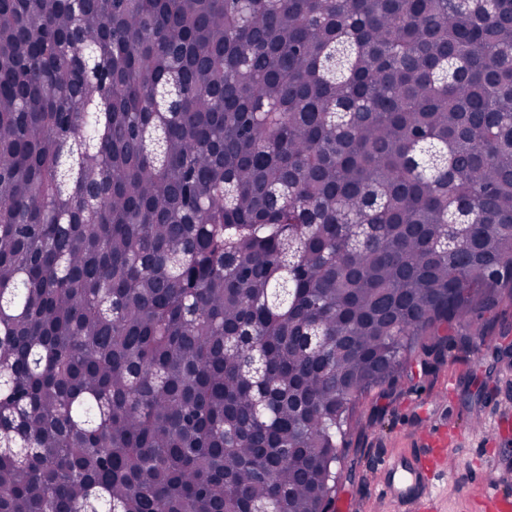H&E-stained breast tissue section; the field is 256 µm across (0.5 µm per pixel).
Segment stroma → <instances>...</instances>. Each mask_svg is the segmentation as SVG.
Returning <instances> with one entry per match:
<instances>
[{
    "label": "stroma",
    "instance_id": "35a3bbf8",
    "mask_svg": "<svg viewBox=\"0 0 512 512\" xmlns=\"http://www.w3.org/2000/svg\"><path fill=\"white\" fill-rule=\"evenodd\" d=\"M426 428L451 436V471L434 483L451 512H478L491 481L512 492V299L471 315L439 354L412 356L391 386L359 401L337 464L334 495L347 512H394L376 465L425 451Z\"/></svg>",
    "mask_w": 512,
    "mask_h": 512
}]
</instances>
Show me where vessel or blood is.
Masks as SVG:
<instances>
[{"mask_svg": "<svg viewBox=\"0 0 512 512\" xmlns=\"http://www.w3.org/2000/svg\"><path fill=\"white\" fill-rule=\"evenodd\" d=\"M442 472L441 465L427 464L420 455L411 461L392 458L379 468L378 487L401 504L405 512H438L431 480ZM481 501L491 512H512V497L504 495L497 485H486Z\"/></svg>", "mask_w": 512, "mask_h": 512, "instance_id": "obj_1", "label": "vessel or blood"}]
</instances>
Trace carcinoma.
<instances>
[{
	"label": "carcinoma",
	"instance_id": "obj_1",
	"mask_svg": "<svg viewBox=\"0 0 512 512\" xmlns=\"http://www.w3.org/2000/svg\"><path fill=\"white\" fill-rule=\"evenodd\" d=\"M505 293L512 0H0V512H328Z\"/></svg>",
	"mask_w": 512,
	"mask_h": 512
}]
</instances>
